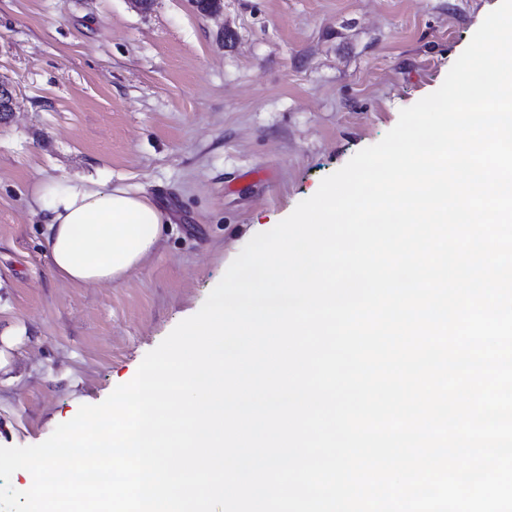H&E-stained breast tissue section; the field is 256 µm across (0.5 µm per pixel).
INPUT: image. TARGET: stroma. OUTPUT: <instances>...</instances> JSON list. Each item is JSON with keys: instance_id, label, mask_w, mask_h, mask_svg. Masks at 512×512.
I'll use <instances>...</instances> for the list:
<instances>
[{"instance_id": "35a3bbf8", "label": "stroma", "mask_w": 512, "mask_h": 512, "mask_svg": "<svg viewBox=\"0 0 512 512\" xmlns=\"http://www.w3.org/2000/svg\"><path fill=\"white\" fill-rule=\"evenodd\" d=\"M499 2L0 0V447L129 382L254 235L441 86ZM44 179L146 194L169 216L155 253L118 283L53 275Z\"/></svg>"}]
</instances>
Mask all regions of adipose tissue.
Wrapping results in <instances>:
<instances>
[{"label": "adipose tissue", "instance_id": "obj_1", "mask_svg": "<svg viewBox=\"0 0 512 512\" xmlns=\"http://www.w3.org/2000/svg\"><path fill=\"white\" fill-rule=\"evenodd\" d=\"M43 237L54 273L74 285L117 282L156 250L166 213L149 198L117 185L41 183Z\"/></svg>", "mask_w": 512, "mask_h": 512}]
</instances>
